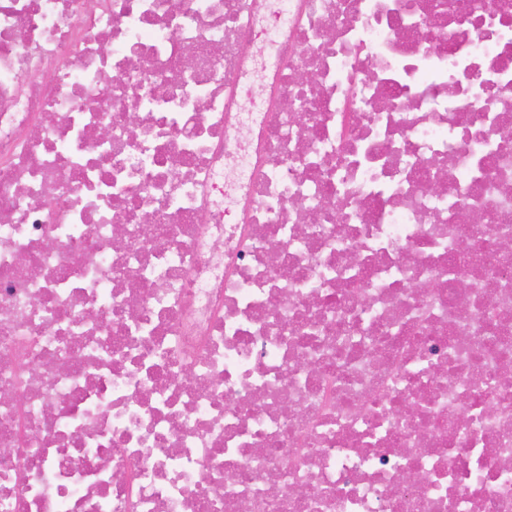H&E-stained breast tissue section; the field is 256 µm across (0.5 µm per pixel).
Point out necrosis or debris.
<instances>
[{
	"label": "necrosis or debris",
	"instance_id": "4bbe7bcc",
	"mask_svg": "<svg viewBox=\"0 0 512 512\" xmlns=\"http://www.w3.org/2000/svg\"><path fill=\"white\" fill-rule=\"evenodd\" d=\"M508 129L512 0H0V512H512Z\"/></svg>",
	"mask_w": 512,
	"mask_h": 512
}]
</instances>
